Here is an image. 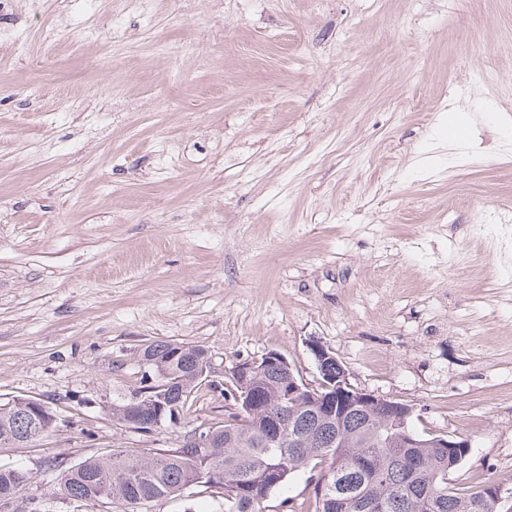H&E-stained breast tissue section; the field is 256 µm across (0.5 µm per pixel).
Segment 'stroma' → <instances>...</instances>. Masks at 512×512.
<instances>
[{"label":"stroma","mask_w":512,"mask_h":512,"mask_svg":"<svg viewBox=\"0 0 512 512\" xmlns=\"http://www.w3.org/2000/svg\"><path fill=\"white\" fill-rule=\"evenodd\" d=\"M1 27L0 404L56 416L0 446L22 498L116 512L61 465L223 421L206 386L178 425L113 419L156 341L312 385L319 342L468 440L453 484H512V0H7Z\"/></svg>","instance_id":"1"}]
</instances>
